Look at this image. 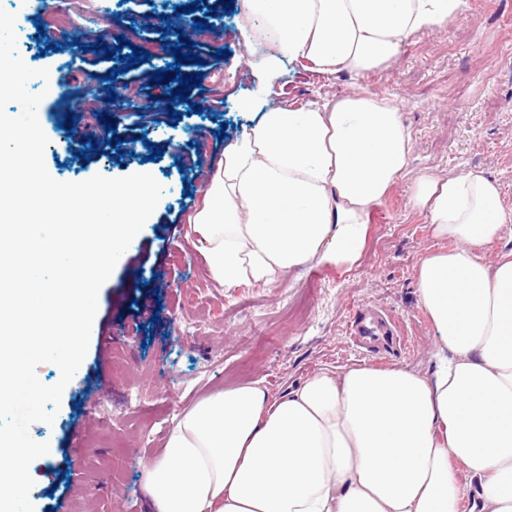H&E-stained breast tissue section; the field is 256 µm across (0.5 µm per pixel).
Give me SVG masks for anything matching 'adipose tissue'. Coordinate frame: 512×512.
Instances as JSON below:
<instances>
[{
  "instance_id": "ef3b65f1",
  "label": "adipose tissue",
  "mask_w": 512,
  "mask_h": 512,
  "mask_svg": "<svg viewBox=\"0 0 512 512\" xmlns=\"http://www.w3.org/2000/svg\"><path fill=\"white\" fill-rule=\"evenodd\" d=\"M465 0H244L238 36L287 66L354 77L387 68L405 39L446 28ZM255 124L216 164L190 220L213 280L270 287L307 265L355 264L372 209L401 179L412 133L393 98L355 92L301 107L248 100ZM411 203L452 249L417 266L434 367L353 365L281 396L264 379L184 407L143 470L148 512H512V250L486 259L512 212L484 171L419 177Z\"/></svg>"
}]
</instances>
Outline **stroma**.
Returning <instances> with one entry per match:
<instances>
[{"label":"stroma","mask_w":512,"mask_h":512,"mask_svg":"<svg viewBox=\"0 0 512 512\" xmlns=\"http://www.w3.org/2000/svg\"><path fill=\"white\" fill-rule=\"evenodd\" d=\"M465 2L462 16L447 28L407 38L387 70L355 79L292 64L267 91L238 61L245 49L238 43L237 12L214 16L210 29L189 32L200 61L186 71L202 77L190 97L202 111L183 112L175 121L166 109L170 88L148 79L152 64L171 49L162 33L143 24L161 10L162 0H68L69 34L99 15L116 37L150 56L120 78L144 111L118 118L117 149L84 158L61 145L69 130L59 126L58 115L67 112L78 128L99 130L101 112L112 109L105 77L116 60L92 49L68 58L43 54L36 24L46 20L47 10L32 7L31 0H0L17 15L23 60L67 74L72 97L66 105L57 90L28 86L45 94L38 111L50 140L45 163L52 177H125L132 162L149 158L150 145L164 150L150 167L165 193L100 290L87 355L53 423L29 429L33 440L53 450L30 467L34 512H146L144 464L162 454L174 415L212 391L262 377L279 395L319 371L338 373L355 364L433 368L432 330L416 305L415 270L428 253L454 242L433 237L426 215L410 204L411 186L423 174L479 168L499 181L503 205L512 210V0ZM220 47L229 57L217 62ZM356 90L396 99L414 140L405 176L371 213L359 260L349 268L307 266L270 288L228 291L216 284L186 235L209 177L199 159L218 160L229 140L253 125L244 100L305 105ZM217 99L221 107L212 108ZM143 126L147 139H136ZM220 129L226 138L217 137ZM362 306L395 317L404 345L378 355L360 348L351 323Z\"/></svg>","instance_id":"35a3bbf8"}]
</instances>
